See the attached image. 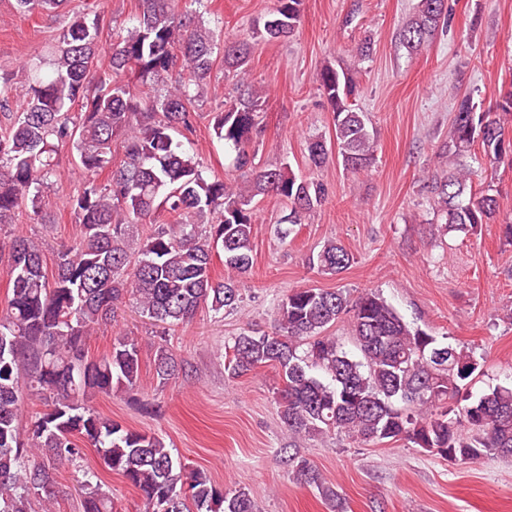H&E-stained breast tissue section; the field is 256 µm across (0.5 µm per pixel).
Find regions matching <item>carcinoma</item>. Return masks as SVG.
Wrapping results in <instances>:
<instances>
[{"label": "carcinoma", "mask_w": 512, "mask_h": 512, "mask_svg": "<svg viewBox=\"0 0 512 512\" xmlns=\"http://www.w3.org/2000/svg\"><path fill=\"white\" fill-rule=\"evenodd\" d=\"M67 0H16L23 14L52 12ZM304 0H276L259 35L268 42L299 29ZM447 0H418L399 40L408 53L444 29ZM103 18L76 13L48 50V61L30 63L0 82V108L9 123L0 130V224H12L22 205L41 221L43 188L57 176L62 149L76 152L82 186L67 204L79 234L57 253L54 273L44 269L38 242L16 237L0 242L7 255L8 300L0 312V512H29L32 498L55 494L59 469L95 449L100 465L139 491L145 512H254L243 489L226 490L200 470L177 461L164 440L102 417L91 405L97 394L131 391L139 383L140 345L118 336L112 348L89 356L96 327L115 320L125 299L141 316L172 329L207 306L216 314L243 302L242 279L253 267L252 237L258 195L288 202L280 231L287 239L307 214L326 200V184L288 167L254 163L262 130L263 93L252 88L245 38L221 40L173 0H141L132 26L112 33V51L101 55ZM236 85L247 91L224 101L213 117L218 140L235 152L243 182L203 176L186 148L195 132L194 103L210 77L216 50ZM360 70L325 65L319 90L333 112L337 156L352 173L366 171L376 150L365 115L354 107ZM163 84L162 91L152 87ZM22 88L19 111H10L13 86ZM124 159L112 167V146ZM481 148L491 161L512 157V88L496 108L477 110L468 96L457 101L444 154L448 169L428 177L441 230L475 233L496 215L497 200L473 186L474 171L460 157ZM311 165L329 149L307 144ZM111 170L106 183L98 176ZM162 210L170 219L157 223ZM152 232L131 247L134 226ZM224 257L227 278L213 275ZM355 261L340 242L309 256L324 275H339ZM351 318L354 356L327 335L342 316ZM227 371L233 378L272 365L282 377L280 419L295 437L343 434L359 444L406 440L450 462L487 456L512 458V386H499L469 404L460 390L478 369L462 348L412 327L380 295L356 299L342 289L296 288L278 308L272 331L243 330L232 338ZM179 362L167 343L156 348L155 372L165 383ZM45 401V410L22 426L24 398ZM300 481L317 488L335 508L336 490L306 458L288 457ZM88 471L80 482L83 512H113L112 497Z\"/></svg>", "instance_id": "cac0c4a2"}]
</instances>
